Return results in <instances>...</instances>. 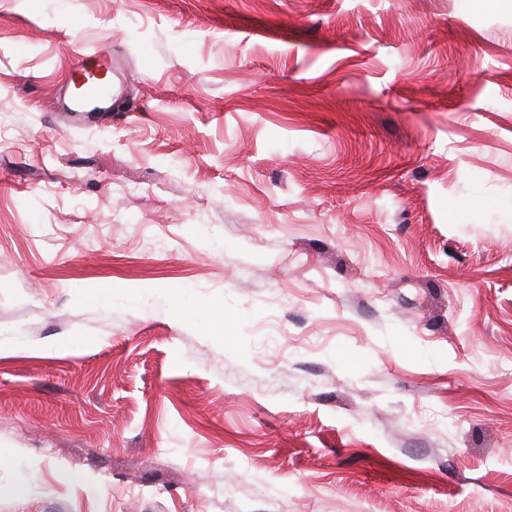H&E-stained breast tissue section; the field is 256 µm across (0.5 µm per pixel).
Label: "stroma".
Wrapping results in <instances>:
<instances>
[{"label":"stroma","mask_w":512,"mask_h":512,"mask_svg":"<svg viewBox=\"0 0 512 512\" xmlns=\"http://www.w3.org/2000/svg\"><path fill=\"white\" fill-rule=\"evenodd\" d=\"M489 200L511 12L0 0V512H512Z\"/></svg>","instance_id":"obj_1"}]
</instances>
